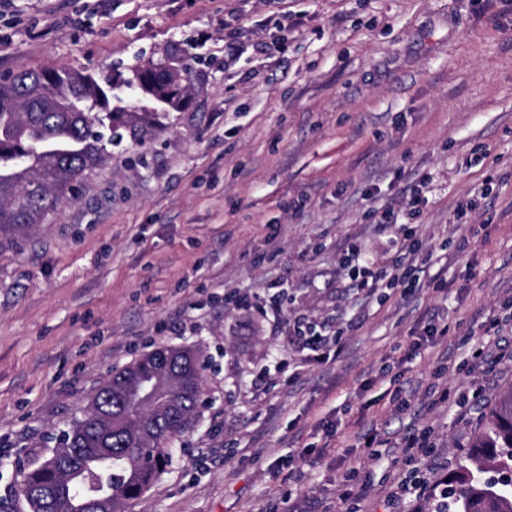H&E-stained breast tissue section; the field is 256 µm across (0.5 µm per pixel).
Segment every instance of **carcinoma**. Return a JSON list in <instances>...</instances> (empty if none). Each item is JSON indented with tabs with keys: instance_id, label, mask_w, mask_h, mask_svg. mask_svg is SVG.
Listing matches in <instances>:
<instances>
[{
	"instance_id": "cac0c4a2",
	"label": "carcinoma",
	"mask_w": 512,
	"mask_h": 512,
	"mask_svg": "<svg viewBox=\"0 0 512 512\" xmlns=\"http://www.w3.org/2000/svg\"><path fill=\"white\" fill-rule=\"evenodd\" d=\"M188 102L181 73L138 67L118 83L65 67L26 70L0 80V236L43 223L73 199L84 172L99 165L124 128L146 136L156 110ZM168 354L172 373L202 382L200 353L160 346L116 371L93 393L49 455L27 467L21 492L30 512H130L172 459L174 442L193 424L194 393L157 377ZM464 464L448 477V512H512V475L489 481V468L512 472V390L483 415Z\"/></svg>"
}]
</instances>
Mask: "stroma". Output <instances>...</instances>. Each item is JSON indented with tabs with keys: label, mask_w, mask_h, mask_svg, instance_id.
<instances>
[{
	"label": "stroma",
	"mask_w": 512,
	"mask_h": 512,
	"mask_svg": "<svg viewBox=\"0 0 512 512\" xmlns=\"http://www.w3.org/2000/svg\"><path fill=\"white\" fill-rule=\"evenodd\" d=\"M147 64L189 65V108L115 138L72 201L0 238V512H29L24 468L158 346L199 350L205 403L131 512H289L300 494L409 512L399 481L454 470L477 406L512 388V5L0 0V78ZM423 175L413 239L442 256L448 293L363 303L341 250L394 261L403 232L373 211ZM440 303L448 333L421 341ZM300 322L344 328L339 356L308 359ZM434 390L447 402L423 408ZM325 422L335 448L306 466Z\"/></svg>",
	"instance_id": "1"
}]
</instances>
